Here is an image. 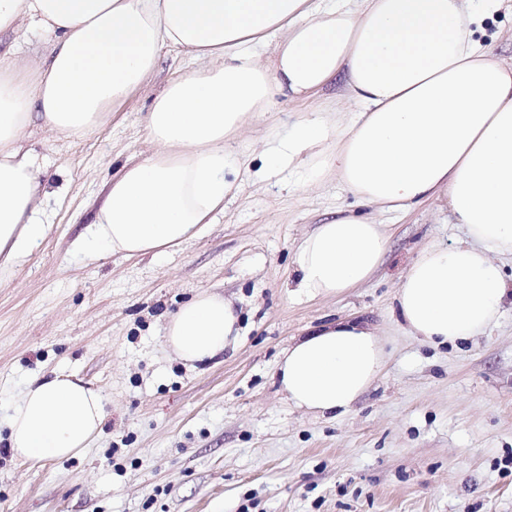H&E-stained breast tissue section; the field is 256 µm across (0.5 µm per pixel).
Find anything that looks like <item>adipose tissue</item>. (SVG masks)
<instances>
[{
	"mask_svg": "<svg viewBox=\"0 0 512 512\" xmlns=\"http://www.w3.org/2000/svg\"><path fill=\"white\" fill-rule=\"evenodd\" d=\"M475 22L464 0H0V34L30 26L51 37L36 72L0 68V271L49 229L26 127L38 118L69 136L100 129L173 48L196 67L155 97L145 116L155 149L112 178L86 246L140 258L196 236L239 191L224 176L243 162L228 143L274 93L303 99L341 74L359 112L305 116L269 142L268 166H304L314 179L333 171L389 211L446 193L466 237L419 251L395 295L398 320L436 347L483 334L512 296L499 263L512 256V64L474 39ZM385 251L379 225L332 219L295 244L297 286L337 296L367 282ZM238 323L233 301L202 292L168 320L164 341L183 362L204 363L236 341ZM385 366L373 328L333 323L289 344L276 378L294 408L335 418ZM104 420L101 392L57 371L32 380L8 415V446L27 462L74 457Z\"/></svg>",
	"mask_w": 512,
	"mask_h": 512,
	"instance_id": "adipose-tissue-1",
	"label": "adipose tissue"
}]
</instances>
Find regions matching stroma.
Segmentation results:
<instances>
[{
    "label": "stroma",
    "mask_w": 512,
    "mask_h": 512,
    "mask_svg": "<svg viewBox=\"0 0 512 512\" xmlns=\"http://www.w3.org/2000/svg\"><path fill=\"white\" fill-rule=\"evenodd\" d=\"M475 13V37L512 58V0ZM165 50L146 87L83 137L33 121L24 144L47 170L50 229L0 273V512H512V304L485 335L451 347L411 336L393 314L420 249L463 237L446 198L406 211L362 205L327 175L247 177L224 210L179 247L128 259L87 252L83 233L113 175L151 149L143 122L168 80L192 70ZM333 105L356 106L343 79L301 100L278 95L229 149L263 163L265 141ZM354 214L380 224L383 262L331 298L294 294L292 247L317 224ZM202 291L231 299L240 335L222 356L184 365L164 326ZM365 321L387 356L383 375L340 417H315L278 391L282 348L307 328ZM64 369L101 390L106 418L66 460L20 462L3 426L33 379Z\"/></svg>",
    "instance_id": "1"
}]
</instances>
